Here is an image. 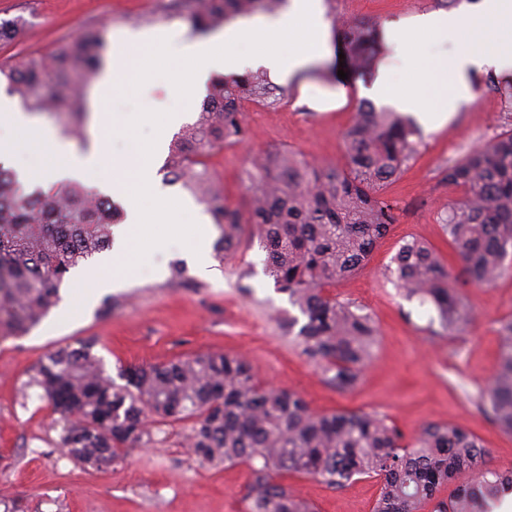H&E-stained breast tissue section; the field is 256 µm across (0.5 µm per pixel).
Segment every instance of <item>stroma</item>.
<instances>
[{
  "instance_id": "35a3bbf8",
  "label": "stroma",
  "mask_w": 512,
  "mask_h": 512,
  "mask_svg": "<svg viewBox=\"0 0 512 512\" xmlns=\"http://www.w3.org/2000/svg\"><path fill=\"white\" fill-rule=\"evenodd\" d=\"M322 5L334 32L344 19L381 28L459 7L457 0H322ZM186 13L172 0H0V19L22 21L17 38L0 44V62L51 53L93 26L105 27L110 52L117 32L125 29L164 31L176 48L197 38ZM456 48L452 40L416 48L387 42L374 72L345 80L327 58L306 72V81L316 86L307 96L299 85L273 82L271 104H243L247 139L204 157L216 189L231 205L247 209L248 174L272 151L297 153L324 167L342 164L344 132L358 105L368 100L376 70L388 69L397 82L406 83L424 61ZM509 84L512 74L477 76L471 100L440 129L422 131L416 156L384 190L396 208L397 224L360 273L330 288L336 299L364 305L378 328L374 356L353 391L329 387L289 339L284 329L288 297L265 275L264 254L249 237H242L231 253L211 251L208 272L187 266L181 280L173 277L172 265L185 254L187 243L172 242L154 256L163 267L161 276L142 267L124 287L95 290L81 308L73 279H66L61 302L39 325L25 335L0 339V512H245L248 466L216 467L189 456L188 429L180 423L153 424L148 446L127 449L121 461L98 470H84L62 453L52 409L27 382L46 354L89 337L96 339L95 351L112 374L122 366L160 364L203 352L241 354L261 382L298 392L314 412L373 411L407 438L429 422L458 423L482 441L487 468L512 470V433L479 406L498 368L499 323L512 317V273L491 285L465 289L475 314L460 330L446 333L434 323L433 307L404 299L388 271L400 245L412 238L456 263L441 218L462 191L448 183L445 164L512 124V109L501 92ZM339 86L347 92L342 103L333 96ZM171 106L172 87L162 73L140 81L114 102L121 112L148 113V121L138 126L145 141L159 133ZM108 297L118 306L112 314H100ZM287 483L315 512H371L378 493L371 478L341 489L309 477H291Z\"/></svg>"
}]
</instances>
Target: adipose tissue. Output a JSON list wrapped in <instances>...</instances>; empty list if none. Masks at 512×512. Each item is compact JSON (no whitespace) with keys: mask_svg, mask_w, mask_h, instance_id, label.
<instances>
[{"mask_svg":"<svg viewBox=\"0 0 512 512\" xmlns=\"http://www.w3.org/2000/svg\"><path fill=\"white\" fill-rule=\"evenodd\" d=\"M320 2L289 0L278 16L238 21L207 42L186 43L175 58L161 31H121L94 96L96 134L88 150L73 152L57 136L41 131L32 117L0 102V123L16 133L15 138L0 140V156H9L28 182L50 186L65 179H84L111 188L127 213L124 224L113 231V287L123 286L144 262L156 240L157 225H166L178 235L188 218L193 221L189 251L199 268H206L207 225L185 203L164 195L154 181V159L164 147V138L142 142L136 123L128 113L112 109L110 99L131 93L149 65L167 67L177 100L168 117L173 125L201 97L212 74L235 73L259 64L285 81H294L330 55L328 23ZM387 36L396 44L452 37L461 45L454 55L428 60L411 85H398L385 72L373 85V98L415 110L430 126L447 122L467 100L472 77L489 69L512 73V56L502 51L512 44V0H464L457 13L424 14L410 25L389 26ZM432 96L439 99V106L429 104ZM114 141L123 145L116 155L110 149Z\"/></svg>","mask_w":512,"mask_h":512,"instance_id":"1","label":"adipose tissue"}]
</instances>
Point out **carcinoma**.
Segmentation results:
<instances>
[{
  "instance_id": "obj_1",
  "label": "carcinoma",
  "mask_w": 512,
  "mask_h": 512,
  "mask_svg": "<svg viewBox=\"0 0 512 512\" xmlns=\"http://www.w3.org/2000/svg\"><path fill=\"white\" fill-rule=\"evenodd\" d=\"M281 0H193L192 29L200 34L256 10L273 11ZM374 31L357 23L343 28V51L356 71L371 63ZM105 31L91 28L48 55L0 63V79L31 111L65 110L66 132L85 137L82 89L99 73ZM269 95L266 76L250 73L217 85L193 123L176 137L166 169L205 205L221 230L224 252L234 251L244 227L266 253L265 273L298 311L287 331L338 392L357 386L373 358L378 330L370 313L325 294L362 270L397 223L394 205L380 196L417 152L419 130L398 112L359 105L346 133L341 167L324 168L295 153L264 157L248 175L247 212L211 188L201 158L247 137L241 101ZM448 182L464 197L442 218L458 268L431 247L406 240L393 258L396 286L406 299L434 308L453 332L473 317L465 288L494 283L512 272V128L469 149L445 166ZM112 200L80 184L23 190L14 169L0 163V337L18 336L38 324L60 301L71 270L112 246ZM498 370L481 407L512 433V319L500 323ZM93 338L51 352L35 367L27 387L41 390L61 429L59 445L74 462L107 467L128 448L152 440L147 420L191 422L188 450L211 465L246 463L251 469L247 512H314L279 481L310 477L342 488L365 476L380 490L373 512H489L512 490V471L485 468L487 450L466 428L430 422L410 441L376 412H312L292 391L264 386L248 359L207 352L167 363L107 373ZM456 494L438 499L448 483Z\"/></svg>"
}]
</instances>
